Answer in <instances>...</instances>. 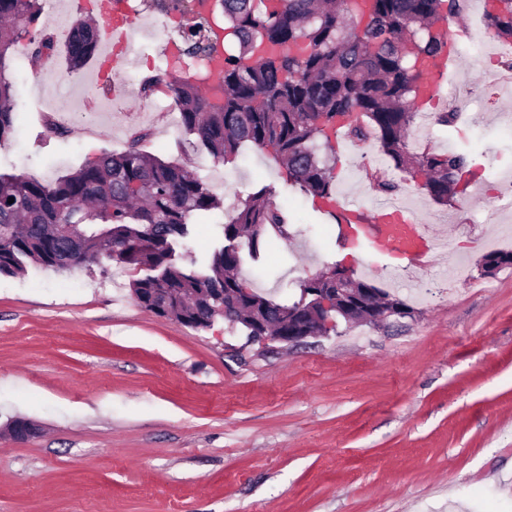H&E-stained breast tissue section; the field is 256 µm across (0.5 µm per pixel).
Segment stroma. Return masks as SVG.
I'll return each instance as SVG.
<instances>
[{
    "mask_svg": "<svg viewBox=\"0 0 512 512\" xmlns=\"http://www.w3.org/2000/svg\"><path fill=\"white\" fill-rule=\"evenodd\" d=\"M136 6L128 73L200 70L165 53L177 23L154 0ZM485 6L467 0L449 17L448 28L485 33L486 49L460 42L449 84L419 103L408 139L416 153L469 151L466 193L435 203L376 138L334 146L338 190L373 208L385 196L371 175L383 172L448 243L415 280L393 282L384 259L339 235L321 200L288 185L272 148L248 145L226 163L202 150L174 123L167 87L119 103L95 131L52 128L49 115L96 63L65 60L78 0H42L37 27L57 51L31 58L24 36L10 53L17 116L0 172L51 182L141 133L144 151L187 166L221 201L196 217L181 258L205 268L233 206L266 188L295 222L291 239L243 260L248 287L290 304L303 280L342 263L412 314L251 344L220 317L196 329L156 316L132 292L138 271L106 259L2 275L0 512H512V265L480 268L512 229V201L479 210L494 176L512 174V78ZM443 112L454 125L439 123ZM458 263L462 277H450Z\"/></svg>",
    "mask_w": 512,
    "mask_h": 512,
    "instance_id": "1",
    "label": "stroma"
}]
</instances>
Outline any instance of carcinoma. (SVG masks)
<instances>
[{
    "instance_id": "1",
    "label": "carcinoma",
    "mask_w": 512,
    "mask_h": 512,
    "mask_svg": "<svg viewBox=\"0 0 512 512\" xmlns=\"http://www.w3.org/2000/svg\"><path fill=\"white\" fill-rule=\"evenodd\" d=\"M155 2L163 11L192 14L182 30L186 57L212 60L220 33L238 42V51L221 52L223 71L206 92L204 78L185 72L157 73L143 88L149 95L165 85L181 125L215 160H231L245 145L270 147L290 185L327 201L335 197L333 166L318 141L330 147L340 125L358 139L373 131L394 169L423 176L435 202L457 196L467 154H413L407 132L413 104L424 97L423 66L448 51L443 23L464 10L465 0H212L206 12L196 11L195 0ZM40 13L39 0H0V143L13 132L10 49L29 33L34 55L55 51L52 37L36 29ZM485 21L494 38L512 44V0H496ZM96 49V29L79 22L66 47L69 65H84ZM142 139L54 182L0 174V275L23 274L31 264L69 270L103 257L132 262L146 269L133 280V292L165 305L166 318L204 328L222 313L197 309L196 296L245 287L238 275L242 248L258 260L267 231L288 238L292 217L262 189L228 215L225 245L214 251L208 271L185 268L174 244L190 235L191 217L217 201L183 166L143 152ZM502 263L512 264V251L484 255L483 275ZM297 306L256 291L238 324L248 337L255 321L277 335L288 329L283 311Z\"/></svg>"
}]
</instances>
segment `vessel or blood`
I'll return each mask as SVG.
<instances>
[{"instance_id": "b4317fda", "label": "vessel or blood", "mask_w": 512, "mask_h": 512, "mask_svg": "<svg viewBox=\"0 0 512 512\" xmlns=\"http://www.w3.org/2000/svg\"><path fill=\"white\" fill-rule=\"evenodd\" d=\"M89 10L104 24L105 45L119 47L127 43L134 19L122 0H89ZM331 208L342 234L363 243L373 254L389 258L391 272L425 267L443 246L430 226L411 222L398 206L384 203L370 212L358 202L340 196Z\"/></svg>"}]
</instances>
